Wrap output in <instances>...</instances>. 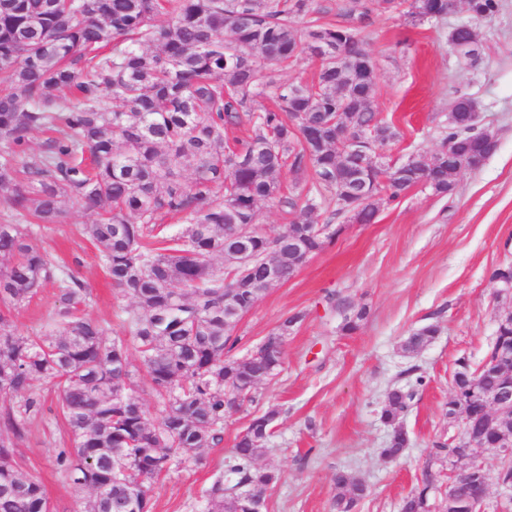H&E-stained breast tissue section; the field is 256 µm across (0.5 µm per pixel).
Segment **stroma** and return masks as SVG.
<instances>
[{
  "mask_svg": "<svg viewBox=\"0 0 512 512\" xmlns=\"http://www.w3.org/2000/svg\"><path fill=\"white\" fill-rule=\"evenodd\" d=\"M471 25L482 47L477 66L459 63L449 31ZM378 69L372 98L381 117L399 128L389 159L432 153L447 123L448 104L466 94L480 104V124L496 132L497 151L476 171H462L456 192L441 198L422 186L383 205L371 224H350L312 256L287 283L265 290L238 321L231 359L255 350L287 317L301 314L290 333L278 375L259 382L253 397L224 416L219 444L187 455L174 451L171 467L151 488L150 512H201L205 494L226 472L237 437L254 416L277 409L279 418L256 464L279 471L263 491L262 512H333L337 471L363 482L367 495L354 512H400L421 484L432 445L460 434L463 417L448 419L444 405L455 360L481 361L495 331L494 316L512 310L498 296L491 272L512 261V0L476 19L464 5L439 21L411 24L398 14L372 16L361 30ZM61 223L23 225L52 265L75 272L87 290L85 314L127 339L136 394L151 415L160 404L145 382L146 368L129 320L131 299L113 288L92 242L80 204L66 202ZM64 302L58 285L39 288L14 307L23 332H40ZM366 308L360 330L343 334L345 315ZM436 323L441 332L412 357L401 344L413 330ZM419 366L426 377L403 420L409 446L395 462L384 459L390 427L380 413L402 370ZM70 432L54 401L45 400L30 432L16 443L22 469L44 486L52 512H81L83 504L57 468Z\"/></svg>",
  "mask_w": 512,
  "mask_h": 512,
  "instance_id": "stroma-1",
  "label": "stroma"
}]
</instances>
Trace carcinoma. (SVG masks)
Masks as SVG:
<instances>
[{"mask_svg": "<svg viewBox=\"0 0 512 512\" xmlns=\"http://www.w3.org/2000/svg\"><path fill=\"white\" fill-rule=\"evenodd\" d=\"M315 0H0V191L7 192L10 219L0 223V392L19 397L0 413V512H49L39 481L14 459L15 440L41 413L49 395L64 415L71 447L56 463L75 492L87 494L84 512H136L157 479L158 454L186 453L221 441L225 396L245 399L274 376L284 350L262 342L243 359L224 358L235 344L224 329V289L245 287L246 313L266 290V263L273 260L283 283L303 256L333 242L343 224L324 223L313 235L318 204L292 189L295 219L270 237L257 231L246 245L255 256L244 272L234 264L216 268L212 259L239 244L238 224H256L258 205L282 195L284 176L308 174L335 199V215L356 224L374 221L381 205L420 184L440 197L455 191L453 170H476V143L485 130L448 125L441 131L431 167L418 158L404 177L382 166L357 184L355 163L336 142V113L344 114L351 139L370 138L383 147L400 136L371 105L376 74L362 79L349 70L367 55L358 25L374 14L394 13L403 0H369L355 10L340 6L345 23L323 21ZM165 15L161 23L155 21ZM310 38L324 41L325 58L315 81L278 83L263 65L286 66ZM459 61L473 66L480 50L468 27L450 38ZM115 107H105L107 101ZM249 126L237 141L246 163H232L226 134ZM35 132L52 133L42 149L25 159ZM192 177L186 178V168ZM76 201L94 215L83 233L97 248L113 287L133 300L131 332L146 366L150 389L162 401L153 418L135 394L126 341L112 328L82 313L84 284L66 268L53 266L37 244L25 239L18 221L57 224L61 202ZM187 224L162 248L143 240L165 216ZM56 281L66 307L44 331L21 333L11 308L28 301L44 283ZM367 310L344 317L342 331L356 333ZM440 327L415 330L402 344L414 355L431 344ZM501 343L512 345V311L498 315L486 359L455 360L446 415H480L486 389L512 390V367L491 365ZM410 380L387 395L381 412L393 427L382 454L398 458L409 444L401 420L424 384L412 366ZM278 413L254 417L236 442L227 475L207 490L206 512H248L238 487L251 497L281 475L256 466ZM471 451L496 455L498 485L512 486V461L498 455V441L512 436V414L490 426L471 424ZM433 457L453 470L462 449L434 443ZM127 464L128 477L116 475ZM438 474L428 469L422 485L402 502L401 512H425ZM490 473L481 482L455 481L443 512H467L486 501ZM336 512H353L364 484L339 470Z\"/></svg>", "mask_w": 512, "mask_h": 512, "instance_id": "obj_1", "label": "carcinoma"}]
</instances>
